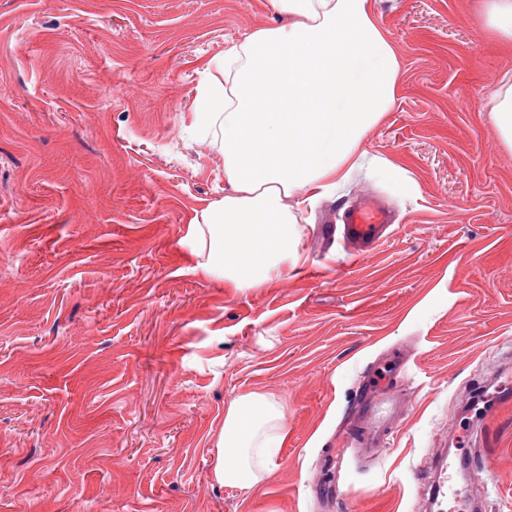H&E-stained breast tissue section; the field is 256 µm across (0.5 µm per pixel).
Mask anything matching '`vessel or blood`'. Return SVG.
Masks as SVG:
<instances>
[{
	"instance_id": "obj_1",
	"label": "vessel or blood",
	"mask_w": 512,
	"mask_h": 512,
	"mask_svg": "<svg viewBox=\"0 0 512 512\" xmlns=\"http://www.w3.org/2000/svg\"><path fill=\"white\" fill-rule=\"evenodd\" d=\"M390 219L376 203L368 202L349 207L344 212L342 238L363 254L383 240ZM396 414L395 393L389 388L363 387L352 416L344 422L343 438L346 445L369 452L382 447L386 438L385 422L381 412Z\"/></svg>"
}]
</instances>
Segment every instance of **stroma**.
Returning <instances> with one entry per match:
<instances>
[{"label": "stroma", "instance_id": "35a3bbf8", "mask_svg": "<svg viewBox=\"0 0 512 512\" xmlns=\"http://www.w3.org/2000/svg\"><path fill=\"white\" fill-rule=\"evenodd\" d=\"M402 63L348 182L299 222L298 268L229 292L178 244L223 199L201 66L286 24L267 0H0V512H426L430 462L512 512V147L492 89L512 42L481 0H371ZM398 214L357 258L321 228ZM406 408L339 445L372 379ZM289 438L252 490L218 484L232 398Z\"/></svg>", "mask_w": 512, "mask_h": 512}]
</instances>
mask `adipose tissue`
Wrapping results in <instances>:
<instances>
[{"label":"adipose tissue","instance_id":"1","mask_svg":"<svg viewBox=\"0 0 512 512\" xmlns=\"http://www.w3.org/2000/svg\"><path fill=\"white\" fill-rule=\"evenodd\" d=\"M288 25L228 47L222 81L198 96L200 127L218 122L230 191L189 225L195 272L239 292L299 265L296 214L345 183L365 133L392 107L402 68L370 0H268ZM288 438L266 395L229 401L215 443L219 484L253 488Z\"/></svg>","mask_w":512,"mask_h":512}]
</instances>
